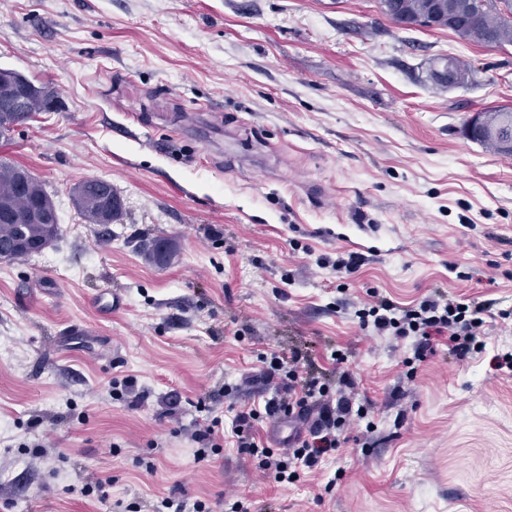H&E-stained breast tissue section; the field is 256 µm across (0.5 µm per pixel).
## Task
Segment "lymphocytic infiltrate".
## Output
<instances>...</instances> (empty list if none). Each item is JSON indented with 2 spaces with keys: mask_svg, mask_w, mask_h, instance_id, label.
Instances as JSON below:
<instances>
[{
  "mask_svg": "<svg viewBox=\"0 0 512 512\" xmlns=\"http://www.w3.org/2000/svg\"><path fill=\"white\" fill-rule=\"evenodd\" d=\"M361 329L385 336L413 337L417 355H425L433 348L436 337L448 339L451 351L459 357L468 354L482 332L486 319L512 318V311L496 309L494 301L486 300L474 305L453 304L447 295L434 291L419 303L403 305L391 298L374 295L367 307L357 310ZM302 355L291 351L271 357L263 376L275 386V393L266 399L263 407H242L234 417V433L243 452L259 456V468L272 474L276 480L288 477L289 464L312 470L322 457L337 448V430L345 416L351 414V394L356 387L352 373L339 376V397L330 400V388L313 373L300 370ZM293 417L306 421L303 435L286 448L285 458L272 453H260L251 431L254 421L265 417L279 419Z\"/></svg>",
  "mask_w": 512,
  "mask_h": 512,
  "instance_id": "obj_1",
  "label": "lymphocytic infiltrate"
}]
</instances>
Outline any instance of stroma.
Listing matches in <instances>:
<instances>
[{"instance_id":"stroma-1","label":"stroma","mask_w":512,"mask_h":512,"mask_svg":"<svg viewBox=\"0 0 512 512\" xmlns=\"http://www.w3.org/2000/svg\"><path fill=\"white\" fill-rule=\"evenodd\" d=\"M448 55L473 79L440 90ZM0 67L57 96L0 158L59 214L47 248L0 262V512H512V320L418 359L354 318L436 288L512 309V157L465 135L512 107V45L379 0H0ZM93 178L123 202L106 236L72 200ZM146 234L172 266L144 261ZM342 252L356 273L315 264ZM289 350L330 386L350 371L365 414L279 483L233 420ZM215 416L224 443L200 449ZM139 250L148 264L159 268L170 265L176 255L174 246L163 238L144 237L140 240Z\"/></svg>"}]
</instances>
